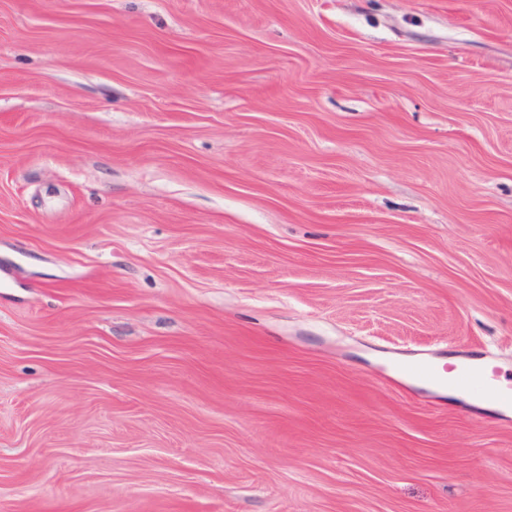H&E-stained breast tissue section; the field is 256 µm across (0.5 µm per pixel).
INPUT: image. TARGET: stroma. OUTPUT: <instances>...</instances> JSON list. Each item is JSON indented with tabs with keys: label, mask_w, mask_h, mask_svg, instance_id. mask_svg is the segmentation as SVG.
<instances>
[{
	"label": "stroma",
	"mask_w": 512,
	"mask_h": 512,
	"mask_svg": "<svg viewBox=\"0 0 512 512\" xmlns=\"http://www.w3.org/2000/svg\"><path fill=\"white\" fill-rule=\"evenodd\" d=\"M512 0H0V512H512ZM481 358L464 357L459 363L455 364L452 377H448V387L467 393L473 397H481L492 385L490 377L484 368L476 367L472 364L475 360ZM398 372L410 379H429L433 376H441L434 365L427 364L420 359H403L397 365Z\"/></svg>",
	"instance_id": "35a3bbf8"
}]
</instances>
